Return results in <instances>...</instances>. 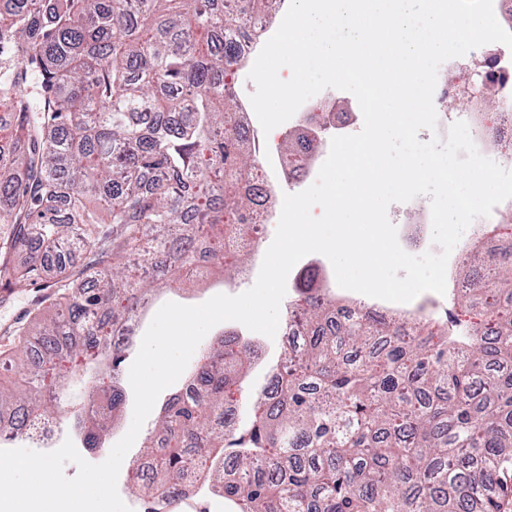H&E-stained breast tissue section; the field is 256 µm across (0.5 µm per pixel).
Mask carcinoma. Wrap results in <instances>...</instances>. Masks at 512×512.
<instances>
[{
  "mask_svg": "<svg viewBox=\"0 0 512 512\" xmlns=\"http://www.w3.org/2000/svg\"><path fill=\"white\" fill-rule=\"evenodd\" d=\"M255 25L226 0H0V274L9 290L55 270L35 305L42 349L0 389V433L59 414L70 378L59 337L93 371L107 408L83 419L102 442L124 404L121 364L134 339L107 348L126 315L161 284L226 265V238L247 232L263 193L233 97L228 28ZM96 256L80 271L63 228ZM481 250L463 259L455 301L481 317L459 336L420 305L352 316L309 294L287 308L292 343L249 410L241 374L257 347L226 330L189 375L198 397L167 399L144 438L133 482L149 469L171 500L200 475L235 512H506L512 504V247L493 275ZM165 447H158V440Z\"/></svg>",
  "mask_w": 512,
  "mask_h": 512,
  "instance_id": "1",
  "label": "carcinoma"
}]
</instances>
